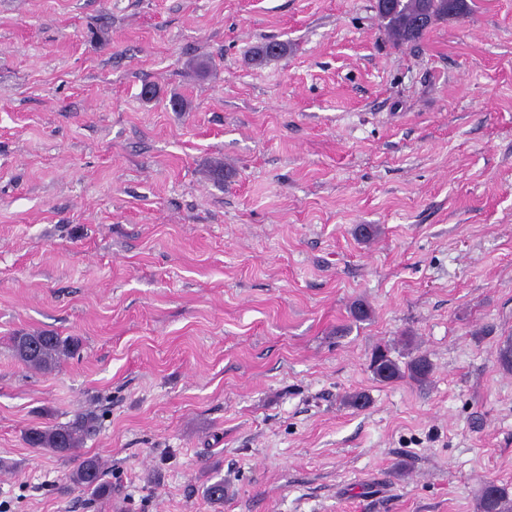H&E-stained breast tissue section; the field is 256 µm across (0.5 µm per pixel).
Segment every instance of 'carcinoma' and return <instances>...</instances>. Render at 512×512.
I'll use <instances>...</instances> for the list:
<instances>
[{
	"instance_id": "obj_1",
	"label": "carcinoma",
	"mask_w": 512,
	"mask_h": 512,
	"mask_svg": "<svg viewBox=\"0 0 512 512\" xmlns=\"http://www.w3.org/2000/svg\"><path fill=\"white\" fill-rule=\"evenodd\" d=\"M466 0H398L393 9L378 12L384 30L397 43L419 40L427 28L417 25L418 18L426 14L435 21L450 14H461ZM16 358L36 371L51 372L78 347L77 339L62 338L51 331L21 333L11 339ZM371 370L382 382H392L409 374L416 381H425L432 372V365L424 356H418L401 368L389 352L378 349L372 356ZM96 417L83 413L72 422L46 428H32L26 433V442L33 448H42L59 457L79 454L85 439L95 429ZM69 484L78 486L96 497H106L110 485L105 480L99 460L85 458L67 475ZM479 512H512V501L499 486L488 483L478 503Z\"/></svg>"
}]
</instances>
